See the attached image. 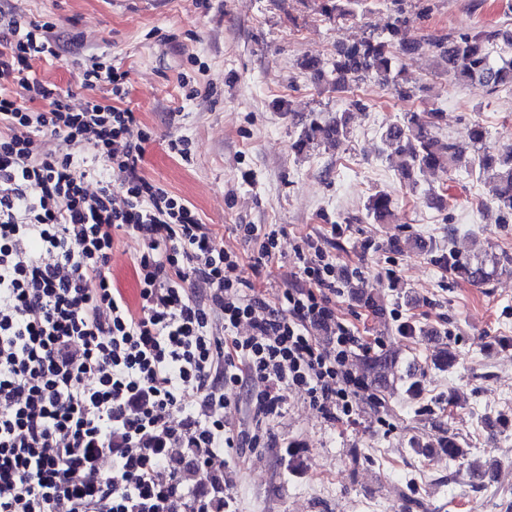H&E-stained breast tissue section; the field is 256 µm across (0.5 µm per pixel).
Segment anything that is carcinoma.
<instances>
[{
  "label": "carcinoma",
  "mask_w": 512,
  "mask_h": 512,
  "mask_svg": "<svg viewBox=\"0 0 512 512\" xmlns=\"http://www.w3.org/2000/svg\"><path fill=\"white\" fill-rule=\"evenodd\" d=\"M361 0H322L324 16L336 20L355 17L354 6ZM396 8L390 14L383 31L370 35L360 43L341 49L332 62L330 85L333 91L345 93L350 83L362 77H371L379 84L392 87L401 98L412 96L406 83L399 81L402 71L396 70L397 51L413 53L417 44L401 40L402 31L419 18L426 9L412 15L403 7V0H394ZM430 50L448 64V72L466 85H479L490 92L500 87L512 86V31L490 27L476 34L462 33L455 37L433 38L427 42ZM441 112L429 111L421 116L408 112L403 121L390 124L382 133L387 145L396 146L402 157L400 174L410 183H417V176L436 169L453 171L461 164L466 147L439 136ZM349 134L348 115L343 112L325 121H311L299 134L294 147L297 150L310 142L327 141L342 144ZM470 140L475 147V157L469 164H477L484 173H492L496 182L493 203L512 217V147L494 151L487 147V131L479 123L472 125ZM391 198L382 192L368 199L366 211L377 223H383L391 213ZM438 261L450 276L462 277L472 283L486 284L496 269L487 266L484 260L463 259L453 251L438 257ZM398 356L380 353L366 363L367 376L376 382L384 370L397 362ZM438 447L454 461L465 455L458 437L449 434L442 438Z\"/></svg>",
  "instance_id": "obj_1"
}]
</instances>
